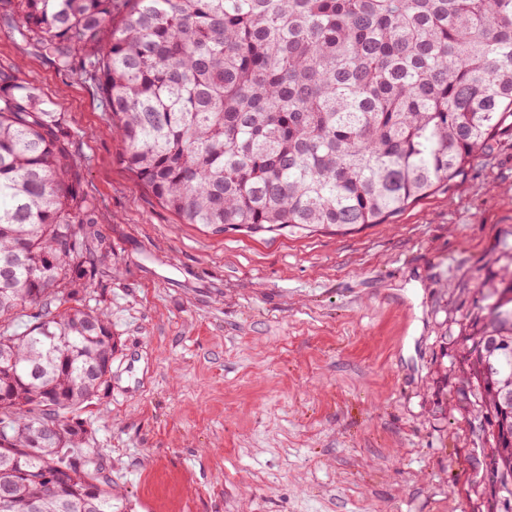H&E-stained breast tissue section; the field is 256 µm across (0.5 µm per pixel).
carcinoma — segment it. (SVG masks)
<instances>
[{
	"label": "carcinoma",
	"instance_id": "carcinoma-1",
	"mask_svg": "<svg viewBox=\"0 0 512 512\" xmlns=\"http://www.w3.org/2000/svg\"><path fill=\"white\" fill-rule=\"evenodd\" d=\"M0 20L93 79L137 183L215 233L383 224L512 131V0H0ZM99 221L62 113L0 71V512H125L80 416L110 386V315L53 313ZM480 288L460 363L512 481V270Z\"/></svg>",
	"mask_w": 512,
	"mask_h": 512
}]
</instances>
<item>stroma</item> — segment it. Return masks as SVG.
I'll return each mask as SVG.
<instances>
[{"mask_svg": "<svg viewBox=\"0 0 512 512\" xmlns=\"http://www.w3.org/2000/svg\"><path fill=\"white\" fill-rule=\"evenodd\" d=\"M0 67L64 112L99 205L76 300L121 340L89 413L127 512H486L460 342L512 264V134L385 224L212 233L134 182L85 75L5 26Z\"/></svg>", "mask_w": 512, "mask_h": 512, "instance_id": "35a3bbf8", "label": "stroma"}]
</instances>
